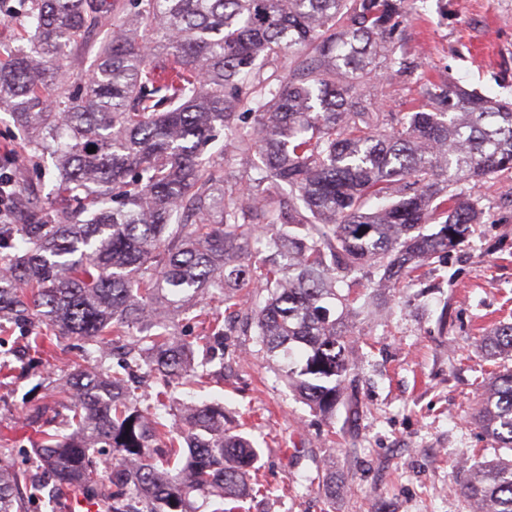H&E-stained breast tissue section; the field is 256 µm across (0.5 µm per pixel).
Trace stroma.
I'll return each mask as SVG.
<instances>
[{"mask_svg":"<svg viewBox=\"0 0 512 512\" xmlns=\"http://www.w3.org/2000/svg\"><path fill=\"white\" fill-rule=\"evenodd\" d=\"M403 74L365 89L383 112L423 104L422 86L453 81L485 94L512 96V0H416L401 27ZM0 165L26 172L47 198L42 168L27 166L19 133L0 112ZM475 194L481 224L442 262L424 266L414 286L357 287L367 312L354 333L356 404L323 420L272 370L244 317L227 318L224 378L194 389L219 400L224 425L252 436L261 449L260 489L240 512H466L453 479L460 461L506 456L474 425L477 377L512 366L475 342L494 324L512 322V177H490ZM447 325H440V314ZM19 332H0V348L20 353L0 375V435L11 463L33 467L27 410L52 399L50 383L69 370L57 344L24 352ZM326 469L335 489L325 496L308 478Z\"/></svg>","mask_w":512,"mask_h":512,"instance_id":"stroma-1","label":"stroma"}]
</instances>
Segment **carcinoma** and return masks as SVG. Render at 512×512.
Segmentation results:
<instances>
[{
    "instance_id": "carcinoma-1",
    "label": "carcinoma",
    "mask_w": 512,
    "mask_h": 512,
    "mask_svg": "<svg viewBox=\"0 0 512 512\" xmlns=\"http://www.w3.org/2000/svg\"><path fill=\"white\" fill-rule=\"evenodd\" d=\"M411 2L27 0L30 52L0 56V111L29 162L54 160V216L30 201L21 223L0 224V321L33 350L82 347L53 405L26 414L45 476L0 463V512L66 491L102 512H200L197 498L238 512L260 449L224 429L217 401L171 413L173 382L224 371L176 330L197 309L199 341L224 342L204 299L245 309L314 413L351 402L358 311L340 285L414 282L475 232L467 187L512 173L511 98L432 82L429 107L411 112L365 98L366 79L405 69L394 35ZM107 22L112 37L87 45ZM286 51L288 69L255 70ZM219 130L259 153V177L225 179L222 148L203 158ZM476 347L512 354V323ZM479 386L474 424L512 451V370ZM455 489L470 512H512V456L462 464Z\"/></svg>"
}]
</instances>
